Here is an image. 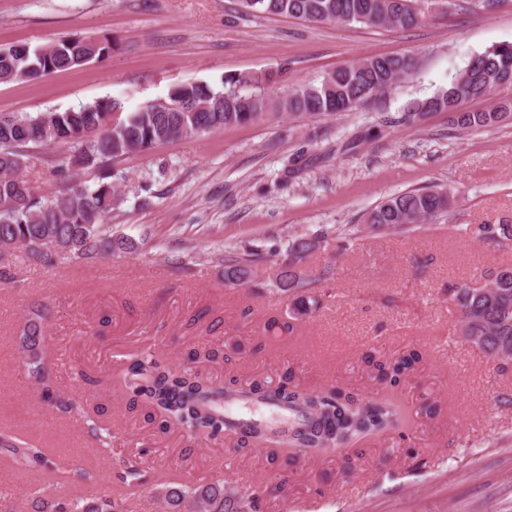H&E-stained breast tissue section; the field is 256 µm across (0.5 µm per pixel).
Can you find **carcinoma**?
Returning a JSON list of instances; mask_svg holds the SVG:
<instances>
[{"mask_svg": "<svg viewBox=\"0 0 512 512\" xmlns=\"http://www.w3.org/2000/svg\"><path fill=\"white\" fill-rule=\"evenodd\" d=\"M415 0H241L250 14L285 15L310 22L362 24L368 27L409 28L420 21ZM112 52V42L91 37H68L41 47L18 44L0 48V84L42 79L58 71L102 61ZM416 68L404 56H376L339 68L318 83L299 85L285 93L288 113L300 116H340L384 95ZM456 80L432 96L413 103L428 112L453 113L460 130H477L501 122L512 112V102H497L487 110L472 111L466 104L488 98L501 85L512 83V43H504L471 56ZM268 73L226 75L221 87L207 82L174 86L166 100L148 103L131 112L115 98L97 100L65 112L0 113V264H10L15 252L53 265L59 261L82 264L116 250L134 247L127 237L114 238L102 230L116 202L112 162L146 152L178 138L192 137L229 125L253 121L266 108ZM62 145L67 152L56 164L62 185L50 196L34 193L21 171L39 159L43 147ZM92 175L88 183L80 174ZM454 196L446 190L414 189L392 195L366 216L369 229L379 234L412 235L424 223L448 224L498 248L512 246V224L449 223ZM358 229L344 231L322 227L288 239L280 249L279 267L270 284L291 300L292 312L303 316L319 307L311 281L301 269L314 251L336 245L346 251L357 240ZM259 252L229 250L215 255L224 284L243 286L257 279ZM459 312L458 329L468 342L488 354L512 359V264L481 278L462 280L450 288ZM45 314L36 311L25 319L20 336L24 362L35 383L55 408L64 414L74 402L52 385L43 349ZM422 356L407 351L384 361L369 360L375 378L393 391L406 382ZM127 390L129 407L141 408L163 433L181 429L193 437L224 438L235 450H266L269 460L288 465L311 455H333L403 429L407 417L392 395L375 400L344 387L309 389L291 378L272 385L263 379L243 382L230 376L216 385L196 368L171 367L150 352L131 358L118 375ZM271 404L287 411L293 420L281 424H235L224 417V405ZM0 455L15 468L26 470L55 465L50 449L0 430ZM140 463L127 459L117 480L128 487L140 481ZM163 498L175 510L182 504L190 512H259V497L243 491L224 492V485L208 483L189 490L168 486ZM33 512H118L117 504L103 500L83 504L82 497H59L41 488L32 501Z\"/></svg>", "mask_w": 512, "mask_h": 512, "instance_id": "obj_1", "label": "carcinoma"}]
</instances>
